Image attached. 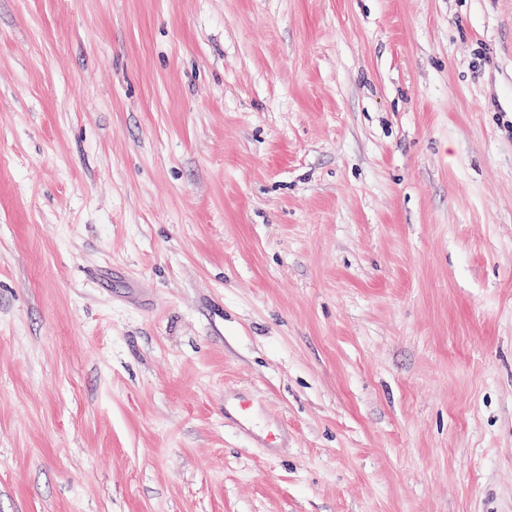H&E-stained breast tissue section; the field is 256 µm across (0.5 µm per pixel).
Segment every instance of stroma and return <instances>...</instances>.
Wrapping results in <instances>:
<instances>
[{"label": "stroma", "instance_id": "35a3bbf8", "mask_svg": "<svg viewBox=\"0 0 512 512\" xmlns=\"http://www.w3.org/2000/svg\"><path fill=\"white\" fill-rule=\"evenodd\" d=\"M0 512H512V0H0Z\"/></svg>", "mask_w": 512, "mask_h": 512}]
</instances>
